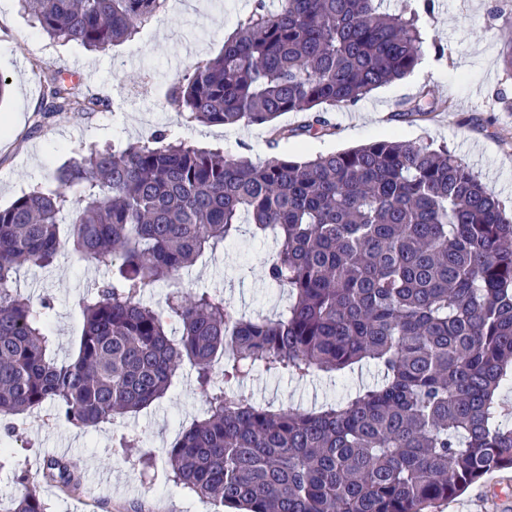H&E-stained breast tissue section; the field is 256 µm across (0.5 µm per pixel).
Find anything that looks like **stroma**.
<instances>
[{"label":"stroma","instance_id":"obj_1","mask_svg":"<svg viewBox=\"0 0 512 512\" xmlns=\"http://www.w3.org/2000/svg\"><path fill=\"white\" fill-rule=\"evenodd\" d=\"M250 9L251 0H168L164 14L133 39L91 52L42 34L18 0H0V76L9 81L0 102V206L36 187L56 188L55 172L83 147L122 148L157 130L189 146L221 148L255 162L274 154L305 160L391 136L444 144L512 206V79L500 60L505 38L512 37V0H435L422 32L427 42L443 46V54L426 53L408 77L374 90L353 108L329 109L325 118L333 134L275 144L269 143L266 127L196 123L169 99L170 87L191 65L222 52ZM48 70L70 73L80 89L108 95L110 109L70 112L35 129L42 74ZM426 94L447 100V111L428 121H394L397 111ZM274 250L272 239L242 232L223 249L199 258L183 273L182 286L189 292L217 289L243 314L274 316L287 299L286 291L270 286L263 274ZM111 276L109 268L80 262L68 246L49 267L21 270L23 295L33 304H49L57 360L74 355L79 342L78 297ZM378 377L377 369L366 364L301 380L258 369L244 392L263 406L311 410ZM204 411L195 373L186 365L162 400L90 432L59 421L48 404L18 416L13 433L0 439L11 461L10 469L0 471V512H10L26 479L38 482L48 512H213L169 480L166 463V450L182 427ZM124 435L135 438V447H119ZM47 455L78 464L81 493L68 494L41 481ZM435 512H512V471L491 474Z\"/></svg>","mask_w":512,"mask_h":512}]
</instances>
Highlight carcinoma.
I'll list each match as a JSON object with an SVG mask.
<instances>
[{"label": "carcinoma", "mask_w": 512, "mask_h": 512, "mask_svg": "<svg viewBox=\"0 0 512 512\" xmlns=\"http://www.w3.org/2000/svg\"><path fill=\"white\" fill-rule=\"evenodd\" d=\"M20 2L47 36L105 50L167 0ZM381 2L253 0L223 52L192 65L170 99L201 124L266 126L274 142L325 136L324 107H353L422 58L433 0L394 14ZM107 107L52 72L36 112L47 124ZM447 109L416 103L398 117ZM286 112L306 120L274 124ZM56 180L0 208V416L50 403L93 430L162 399L187 361L207 409L167 452L172 481L236 512H433L512 470V410L498 398L512 385V216L448 148L385 139L255 164L158 131L84 148ZM244 224L276 245L264 276L288 302L274 317L247 318L210 289L143 301ZM66 243L112 278L79 297L78 349L59 362L48 304L22 295L16 274L51 265ZM362 362L380 382L317 411H275L226 387L259 367L304 378ZM41 477L70 493L82 484L64 457H46ZM20 480L11 512H46L38 485Z\"/></svg>", "instance_id": "obj_1"}]
</instances>
